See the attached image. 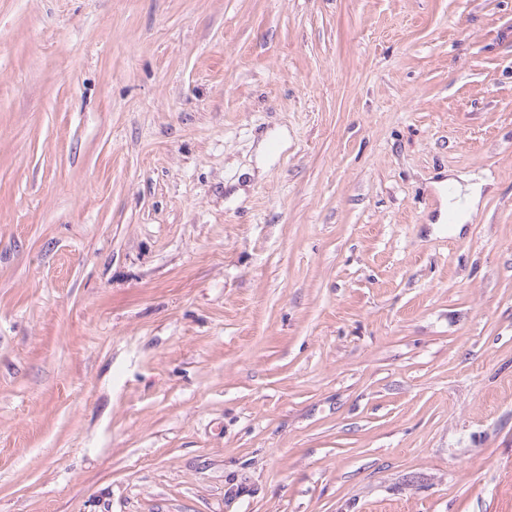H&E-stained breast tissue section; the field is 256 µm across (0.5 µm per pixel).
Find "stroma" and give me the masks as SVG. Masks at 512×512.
<instances>
[{
	"mask_svg": "<svg viewBox=\"0 0 512 512\" xmlns=\"http://www.w3.org/2000/svg\"><path fill=\"white\" fill-rule=\"evenodd\" d=\"M0 512H512V0H0ZM448 187L453 190V194L447 198V206L442 209L436 224H444L446 220V210L454 209L457 212V220L455 224L456 232L459 233L465 222L469 220L470 214L476 210L477 205L480 201L483 187L485 186L484 181L469 184L466 187V193L461 195L460 186L457 181L453 178H448Z\"/></svg>",
	"mask_w": 512,
	"mask_h": 512,
	"instance_id": "obj_1",
	"label": "stroma"
}]
</instances>
